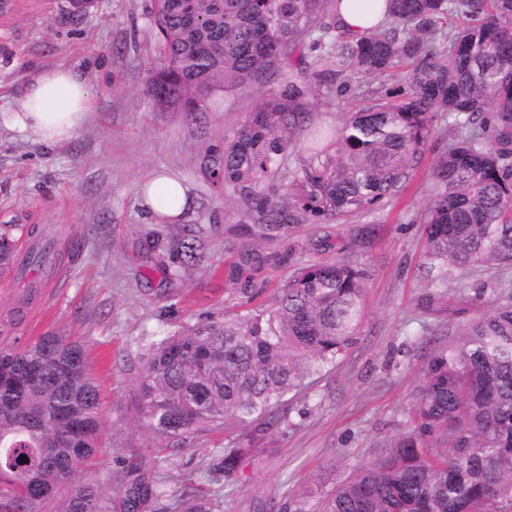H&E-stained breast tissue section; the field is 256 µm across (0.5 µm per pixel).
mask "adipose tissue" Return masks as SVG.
<instances>
[{
    "label": "adipose tissue",
    "instance_id": "ef3b65f1",
    "mask_svg": "<svg viewBox=\"0 0 512 512\" xmlns=\"http://www.w3.org/2000/svg\"><path fill=\"white\" fill-rule=\"evenodd\" d=\"M335 18L347 35L360 38L382 20V0H341ZM92 109L93 95L84 71L61 65L40 72L18 107L0 120L37 142L60 145L86 126ZM139 198L155 219L169 223L183 220L192 203L184 182L165 171L142 183Z\"/></svg>",
    "mask_w": 512,
    "mask_h": 512
}]
</instances>
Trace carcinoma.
Returning <instances> with one entry per match:
<instances>
[{"mask_svg":"<svg viewBox=\"0 0 512 512\" xmlns=\"http://www.w3.org/2000/svg\"><path fill=\"white\" fill-rule=\"evenodd\" d=\"M340 0H153L158 66L148 87L160 105L194 112L206 98L284 87L261 98L200 167L224 200L262 208L260 241L288 224L367 212L399 197L440 120L457 132L433 161L420 224L424 256L457 268L512 266V0H384V20L359 40L336 42V79L383 76L411 64L409 94L375 98L321 132L288 171L283 203L263 193L279 175L306 113L295 82L305 50L322 47ZM30 240L19 257L18 233ZM212 227L185 224L147 241L170 275L205 268ZM38 228L0 225V269L30 275L37 292L53 258L35 252ZM366 278L343 261L301 267L274 302L182 324L139 346L132 419L154 454L132 448L117 486L80 476L99 451V384L82 344L57 333L0 348V512H219L205 489L235 481L253 449L232 439L213 450L208 477L172 495L157 477L163 454L204 434L260 435L285 425L288 395L333 367L359 333ZM322 512H512V293L429 360L408 430Z\"/></svg>","mask_w":512,"mask_h":512,"instance_id":"obj_1","label":"carcinoma"}]
</instances>
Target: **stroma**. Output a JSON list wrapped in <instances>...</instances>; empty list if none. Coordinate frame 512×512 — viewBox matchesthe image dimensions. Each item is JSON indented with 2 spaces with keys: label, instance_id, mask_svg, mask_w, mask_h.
<instances>
[{
  "label": "stroma",
  "instance_id": "35a3bbf8",
  "mask_svg": "<svg viewBox=\"0 0 512 512\" xmlns=\"http://www.w3.org/2000/svg\"><path fill=\"white\" fill-rule=\"evenodd\" d=\"M13 2L9 12H0V109L17 107L37 74L65 64L81 67L90 78L94 106L82 132L56 146L0 124V224L38 227L56 253L51 275L22 312L13 310L19 282L0 272V346H23L49 332L83 344L102 390L103 447L82 476L110 485L117 457L145 443L128 411L135 373L123 362L140 338L223 313L241 300L240 275L251 277L266 301L310 261L342 260L365 270L356 343L334 369L305 380L287 404L286 426L256 438L236 483L220 491L224 512H261L292 493L305 495L307 512H319L336 484L354 477L404 433L433 353L489 310V298L475 299L474 285L512 290V269L437 267L431 278L423 276L419 219L430 200L431 162L451 138L450 129L438 122L393 204L291 224L287 236L264 246L285 253L284 262L244 267L240 256L248 239L242 227L256 223L257 215L220 199L200 157L236 128L256 96L275 92L276 84L216 95L196 113L160 106L145 90L157 64L151 0H92L81 11L70 0ZM335 67L336 50L328 47L308 53L296 70L309 121L289 150V166L308 157L316 131L336 129L346 113L369 106L359 86L387 99L408 91L403 67L346 84L332 77ZM156 170L175 172L187 183L194 206L186 223L215 226L209 268H190L174 279L161 252L148 249V235L177 229L153 220L139 205V186ZM429 292L440 301L427 312L420 302ZM212 448L210 438L201 436L161 464L170 493L207 468Z\"/></svg>",
  "mask_w": 512,
  "mask_h": 512
}]
</instances>
